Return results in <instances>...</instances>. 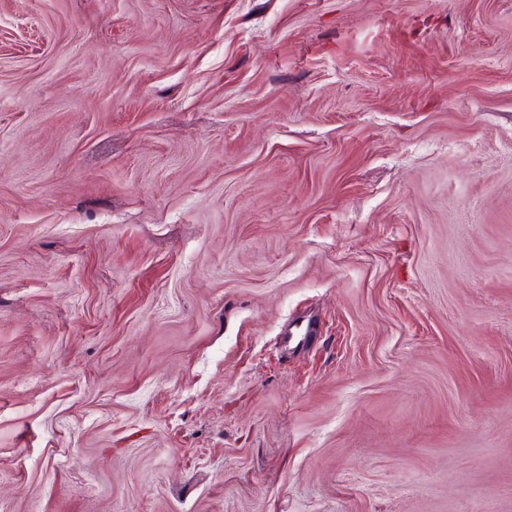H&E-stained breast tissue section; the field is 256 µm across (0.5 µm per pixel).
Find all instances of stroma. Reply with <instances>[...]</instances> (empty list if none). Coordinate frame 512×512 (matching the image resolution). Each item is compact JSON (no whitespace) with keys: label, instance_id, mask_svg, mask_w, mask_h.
<instances>
[{"label":"stroma","instance_id":"stroma-1","mask_svg":"<svg viewBox=\"0 0 512 512\" xmlns=\"http://www.w3.org/2000/svg\"><path fill=\"white\" fill-rule=\"evenodd\" d=\"M0 512H512V0H0Z\"/></svg>","mask_w":512,"mask_h":512}]
</instances>
